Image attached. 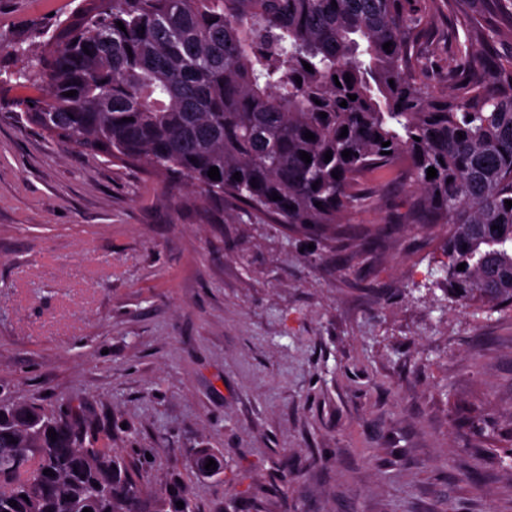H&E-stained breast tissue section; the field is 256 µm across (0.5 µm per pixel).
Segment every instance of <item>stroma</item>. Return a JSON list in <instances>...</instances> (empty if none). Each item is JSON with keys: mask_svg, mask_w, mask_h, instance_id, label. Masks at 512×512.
I'll return each mask as SVG.
<instances>
[{"mask_svg": "<svg viewBox=\"0 0 512 512\" xmlns=\"http://www.w3.org/2000/svg\"><path fill=\"white\" fill-rule=\"evenodd\" d=\"M74 7L0 0V70ZM34 93L0 89V401L84 403L158 449L155 483L222 449L199 512H512V310L448 299L408 192L369 181L335 234L293 232L61 147ZM213 458L216 468L210 469L211 473H205V465L208 459ZM186 472H190L197 478H211L224 473V452L217 448H191L183 464Z\"/></svg>", "mask_w": 512, "mask_h": 512, "instance_id": "stroma-1", "label": "stroma"}]
</instances>
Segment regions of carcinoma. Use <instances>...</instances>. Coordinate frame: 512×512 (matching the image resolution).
<instances>
[{"label": "carcinoma", "instance_id": "obj_1", "mask_svg": "<svg viewBox=\"0 0 512 512\" xmlns=\"http://www.w3.org/2000/svg\"><path fill=\"white\" fill-rule=\"evenodd\" d=\"M449 13L460 30L438 97L424 44ZM505 30L512 0L478 14L465 0H79L42 49L12 45L28 65L0 85L37 88L18 105L58 143L292 227L342 223L373 203L362 181L388 175L410 188V223L449 226L448 297L512 307V55L485 64ZM159 452L112 447L80 404L0 403V512H197L181 471L145 480L147 455ZM183 468L220 476L224 451L192 448Z\"/></svg>", "mask_w": 512, "mask_h": 512}]
</instances>
